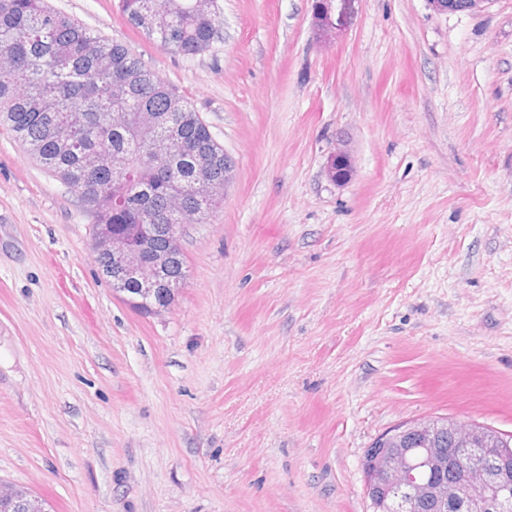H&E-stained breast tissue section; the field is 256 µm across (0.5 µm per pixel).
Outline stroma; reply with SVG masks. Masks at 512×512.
I'll use <instances>...</instances> for the list:
<instances>
[{
  "instance_id": "obj_1",
  "label": "stroma",
  "mask_w": 512,
  "mask_h": 512,
  "mask_svg": "<svg viewBox=\"0 0 512 512\" xmlns=\"http://www.w3.org/2000/svg\"><path fill=\"white\" fill-rule=\"evenodd\" d=\"M50 2L177 88L234 179L144 315L0 129V481L47 512H369L361 460L395 425L512 435V0H355L325 39L313 0H217L192 58L118 0ZM429 3L438 13L453 14L482 11L491 0H429ZM328 176L336 184L345 183L353 173V161L349 151L341 145L330 155L328 166Z\"/></svg>"
}]
</instances>
